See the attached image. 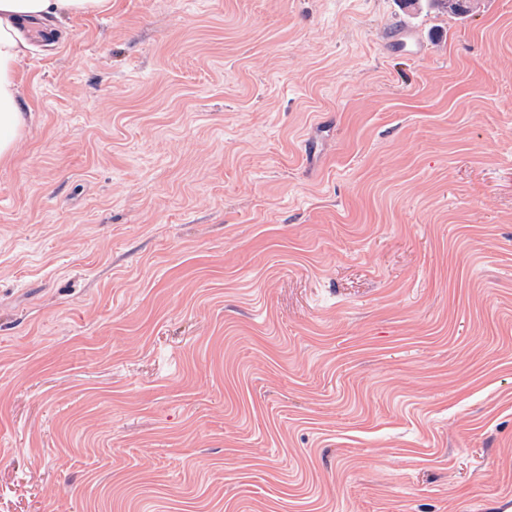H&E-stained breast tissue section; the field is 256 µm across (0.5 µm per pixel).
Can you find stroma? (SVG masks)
I'll return each mask as SVG.
<instances>
[{
  "label": "stroma",
  "instance_id": "stroma-1",
  "mask_svg": "<svg viewBox=\"0 0 512 512\" xmlns=\"http://www.w3.org/2000/svg\"><path fill=\"white\" fill-rule=\"evenodd\" d=\"M0 162V512H512V0H106Z\"/></svg>",
  "mask_w": 512,
  "mask_h": 512
}]
</instances>
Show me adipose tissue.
<instances>
[{"label": "adipose tissue", "instance_id": "obj_1", "mask_svg": "<svg viewBox=\"0 0 512 512\" xmlns=\"http://www.w3.org/2000/svg\"><path fill=\"white\" fill-rule=\"evenodd\" d=\"M102 6L103 0H0V161L13 156L28 122L18 79L32 49L27 25L51 17L95 12Z\"/></svg>", "mask_w": 512, "mask_h": 512}]
</instances>
